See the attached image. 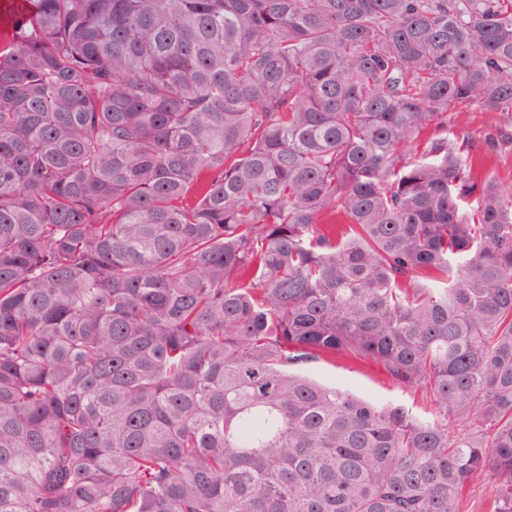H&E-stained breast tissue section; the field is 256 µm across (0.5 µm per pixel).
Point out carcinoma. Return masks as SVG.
I'll return each mask as SVG.
<instances>
[{"mask_svg": "<svg viewBox=\"0 0 512 512\" xmlns=\"http://www.w3.org/2000/svg\"><path fill=\"white\" fill-rule=\"evenodd\" d=\"M10 22L0 512H463L482 477L512 512V0ZM336 356L431 418L304 372ZM489 122L490 118L485 112L471 107L463 112H457L452 119L450 128L455 133L470 135L478 146L480 137L484 134ZM483 167L491 170L505 185L512 184V154L502 153L494 158L484 159Z\"/></svg>", "mask_w": 512, "mask_h": 512, "instance_id": "1", "label": "carcinoma"}]
</instances>
